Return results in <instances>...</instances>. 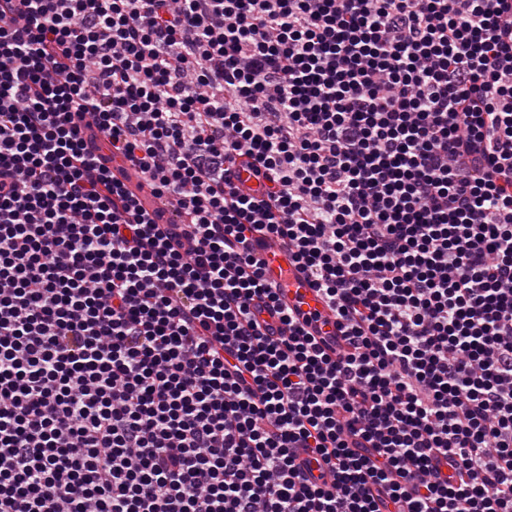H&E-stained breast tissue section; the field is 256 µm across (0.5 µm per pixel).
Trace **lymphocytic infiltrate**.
<instances>
[{"label": "lymphocytic infiltrate", "instance_id": "1", "mask_svg": "<svg viewBox=\"0 0 512 512\" xmlns=\"http://www.w3.org/2000/svg\"><path fill=\"white\" fill-rule=\"evenodd\" d=\"M0 512H512V0H0ZM259 242V255L267 262L270 282L278 288L280 302L294 310L297 325L315 336L318 328H322V332L331 329V326H322V322L329 320L332 323L334 314L324 298L312 288L310 271L288 258V251L279 239L264 236Z\"/></svg>", "mask_w": 512, "mask_h": 512}]
</instances>
